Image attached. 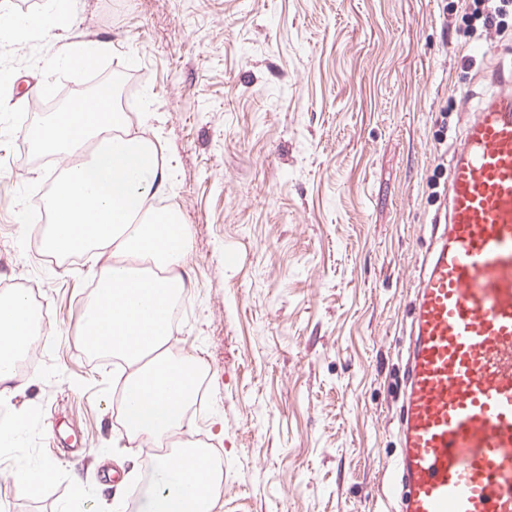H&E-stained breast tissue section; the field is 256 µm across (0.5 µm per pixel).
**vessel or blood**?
I'll list each match as a JSON object with an SVG mask.
<instances>
[{"label":"vessel or blood","instance_id":"1","mask_svg":"<svg viewBox=\"0 0 512 512\" xmlns=\"http://www.w3.org/2000/svg\"><path fill=\"white\" fill-rule=\"evenodd\" d=\"M491 82L417 275L396 512H512V73Z\"/></svg>","mask_w":512,"mask_h":512}]
</instances>
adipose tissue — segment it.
Here are the masks:
<instances>
[{
	"label": "adipose tissue",
	"mask_w": 512,
	"mask_h": 512,
	"mask_svg": "<svg viewBox=\"0 0 512 512\" xmlns=\"http://www.w3.org/2000/svg\"><path fill=\"white\" fill-rule=\"evenodd\" d=\"M74 0H47L39 18L0 12V40L39 27L55 35L58 65L95 66L99 45L71 42ZM123 125L127 118L112 109V90L100 88L80 109L57 114L40 131L38 147L48 154L85 152L54 183L41 228L44 250L58 258L90 255L99 262L95 288L81 317V334L92 353L124 360L121 391L128 434L153 446L179 428L196 394L188 356H172L167 344L173 302L185 288L174 270L191 249V231L172 209L150 207L166 183L157 148L131 133L106 135L105 121ZM34 334L33 310L26 294L0 299V404L14 391L16 360ZM150 464L164 472L177 468L181 482L152 494L149 512H219V476L205 453L180 448L154 456Z\"/></svg>",
	"instance_id": "obj_1"
}]
</instances>
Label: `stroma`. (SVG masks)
Here are the masks:
<instances>
[{
    "instance_id": "35a3bbf8",
    "label": "stroma",
    "mask_w": 512,
    "mask_h": 512,
    "mask_svg": "<svg viewBox=\"0 0 512 512\" xmlns=\"http://www.w3.org/2000/svg\"><path fill=\"white\" fill-rule=\"evenodd\" d=\"M74 42L107 44L94 71L56 66L32 31L0 46V296L45 313L0 446L7 512H132L150 472L123 426L119 372L78 319L89 262L49 259L20 209L46 203L33 96L91 75L133 80L132 129L158 148L163 205L191 229L184 315L169 346L208 379L181 441L223 468L221 512H392L402 342L448 159L512 33L470 0H75ZM52 463L39 494L25 462ZM54 473V469L48 463L32 465L23 464L15 474V484L23 492L29 495H37L43 486V483L49 480Z\"/></svg>"
}]
</instances>
